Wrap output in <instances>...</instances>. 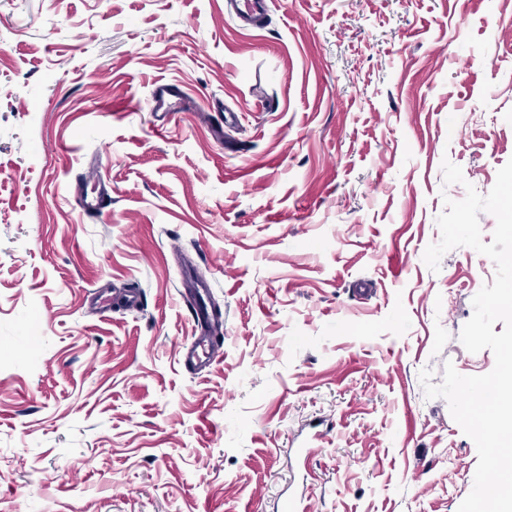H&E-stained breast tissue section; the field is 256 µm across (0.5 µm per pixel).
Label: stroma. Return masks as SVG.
I'll use <instances>...</instances> for the list:
<instances>
[{
    "label": "stroma",
    "instance_id": "obj_1",
    "mask_svg": "<svg viewBox=\"0 0 512 512\" xmlns=\"http://www.w3.org/2000/svg\"><path fill=\"white\" fill-rule=\"evenodd\" d=\"M511 160L512 0H0V512H458L476 446L419 373L493 369L496 267L423 254ZM185 101L178 87L171 82L158 83L152 93V111L168 117L173 112H179ZM208 288L202 287L200 284L196 283L191 277L190 273H186L183 283V290L181 291V296L183 297L185 302H189L193 305L195 310V315L197 318L198 326L200 327V336H197L192 343V346L186 348L183 353V361L184 364H194L197 365L199 362H202V356L205 357V360H210V350L208 348V339L205 336V327L203 320V312L200 306V298H208ZM199 348H201V354L199 353Z\"/></svg>",
    "mask_w": 512,
    "mask_h": 512
}]
</instances>
